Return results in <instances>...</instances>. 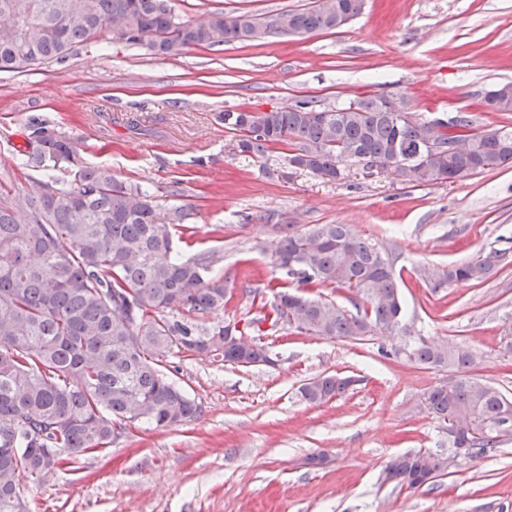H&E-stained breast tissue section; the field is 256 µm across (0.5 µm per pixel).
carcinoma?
Returning a JSON list of instances; mask_svg holds the SVG:
<instances>
[{
  "mask_svg": "<svg viewBox=\"0 0 512 512\" xmlns=\"http://www.w3.org/2000/svg\"><path fill=\"white\" fill-rule=\"evenodd\" d=\"M358 0H316L301 11L261 19L214 13L183 19L172 0H0V73L63 63L79 46L118 42L167 59L191 47L213 48L274 35L309 36L340 27L337 14ZM224 129L240 152L261 158L292 147L290 164L306 163L331 178L336 165L367 156L377 170L407 183L467 177L512 163V129L473 127L466 116L445 125L405 112L379 111L360 97L316 111L311 101L275 112H224ZM21 168H70L69 179L35 183L16 199L0 184V512H25L20 480L43 479V468L80 470L81 460L112 444L113 429L140 424L168 429L191 421L200 407L160 369L168 354L217 353L229 364L262 359L265 327L313 336L363 339L401 329L398 280L389 254L346 224L298 230L279 225L272 263L293 287L269 283L273 301L247 322L249 344L224 342V326L202 319L224 310L229 288L212 273L214 255L186 256L176 236L191 215L182 205L161 212L157 196L118 181L110 170L78 161L75 140L39 122L25 126ZM457 151L417 159L429 139ZM500 252L446 268H425L435 288L485 280ZM347 290L363 299L351 313L316 300V288ZM194 315L196 320L186 319ZM409 360L458 372L472 354L420 339ZM352 379L319 376L301 388L311 404L336 399ZM426 410L443 428L460 427L449 443L477 459L512 440V398L458 375L431 389ZM448 457L417 450L387 461L384 481L409 491L447 474Z\"/></svg>",
  "mask_w": 512,
  "mask_h": 512,
  "instance_id": "obj_1",
  "label": "carcinoma"
}]
</instances>
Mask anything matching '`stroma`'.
<instances>
[{"instance_id": "stroma-1", "label": "stroma", "mask_w": 512, "mask_h": 512, "mask_svg": "<svg viewBox=\"0 0 512 512\" xmlns=\"http://www.w3.org/2000/svg\"><path fill=\"white\" fill-rule=\"evenodd\" d=\"M314 0H175L186 19L214 12L256 18ZM512 83V0H365L362 13L312 36H270L159 59L143 48L94 44L0 79V183L20 197L66 174L22 169L14 147L36 118L74 136L82 162L147 186L162 208L193 207L183 235L216 254L234 285L209 323L246 322L269 301L278 225L347 224L375 239L400 276L401 331L365 340L282 329L263 335L277 361L243 367L182 350L163 372L200 405L194 420L139 428L79 472L22 479L27 512H512V441L461 459L415 491L385 482L395 455L448 453V433L423 406L448 370L399 355L418 339L472 352L468 376L512 397V164L457 182L412 186L365 176L354 161L338 178L289 164L281 145L242 154L226 110H276L306 99L324 107L389 93L419 118L469 116L475 127L512 128V112L481 101ZM505 256L480 283L435 289L421 266L445 267L477 252ZM338 374L350 390L313 405L300 387ZM325 455L324 465H309Z\"/></svg>"}]
</instances>
